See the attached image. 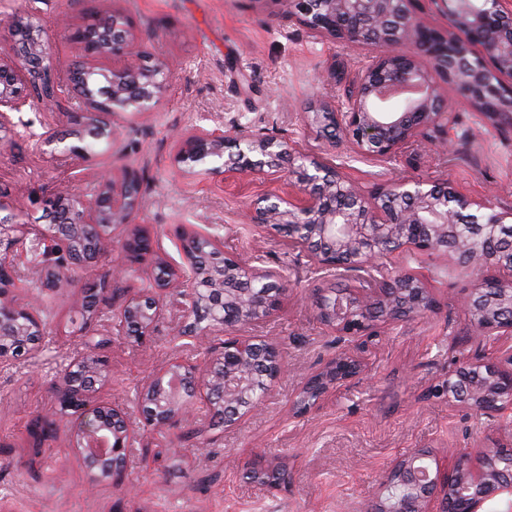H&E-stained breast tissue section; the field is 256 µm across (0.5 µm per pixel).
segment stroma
<instances>
[{"label": "stroma", "mask_w": 512, "mask_h": 512, "mask_svg": "<svg viewBox=\"0 0 512 512\" xmlns=\"http://www.w3.org/2000/svg\"><path fill=\"white\" fill-rule=\"evenodd\" d=\"M41 10L59 63L80 51L72 33L112 10L128 17L145 52L171 62L160 103L119 117L111 142L99 144L81 163L77 188L92 191L106 170L136 172L141 200L134 221L154 231L171 261L181 259L176 226L200 224L223 239L225 252L246 261L262 258L265 267L279 271L288 287L279 311L243 333L276 342L287 370L266 403L239 425L215 427L199 413L183 428L145 432L132 447L125 487L93 484L64 435L37 449L27 434L38 413L58 412L53 385L80 350L78 337L63 332L75 311L73 289L44 293L48 334L35 358L0 370V512H360L392 461L411 449L429 448L453 460L493 441L512 442V412L479 417L434 393L475 348L459 306L470 279L438 254L399 259L423 274L438 310L385 329L363 375L309 413L292 416L289 408L302 382L344 348L315 317L316 268L285 238L250 223V201L276 188L268 176L234 184L220 176L182 175L173 165L176 133L218 124L263 128L301 152L330 154L361 186L402 175L447 180L506 211L512 209V127L458 105L447 132H433L438 146L431 150L418 147L384 162L344 143L329 146L308 124L309 110L339 93L326 78L328 69L354 75L378 50L314 36L278 0H45ZM50 120L39 108L14 113L13 145L0 157V183L10 187L30 224L39 218L27 199L30 189L70 181L68 164L29 151L32 134L42 133ZM119 262L115 251L71 276L83 281L111 275L117 306L149 285L144 272L116 273ZM179 319V309L167 306L140 346L113 336L105 350L113 404L135 409L138 387L174 353L195 359V350L173 334ZM256 454L286 466L288 478L279 490H261L243 478L245 463Z\"/></svg>", "instance_id": "35a3bbf8"}]
</instances>
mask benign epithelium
Segmentation results:
<instances>
[{"instance_id": "benign-epithelium-1", "label": "benign epithelium", "mask_w": 512, "mask_h": 512, "mask_svg": "<svg viewBox=\"0 0 512 512\" xmlns=\"http://www.w3.org/2000/svg\"><path fill=\"white\" fill-rule=\"evenodd\" d=\"M418 0H288V13L311 34L344 47L371 45L384 49L343 88L338 104L325 102L310 124L327 133L331 143L346 141L358 153L392 160L416 140L432 146V128L452 123L445 87L456 98L512 124V12L501 0H443L448 27L427 23ZM119 37L85 43L89 59L84 75L61 80L54 69L53 48L40 8L32 5L16 17L0 42L17 43L27 35L29 56L0 51V148L13 133L11 114L37 104L58 111L68 133L49 126L34 138L37 153L73 163L89 158L88 143L112 139L114 120L127 112L155 107L168 84L169 64L147 56L130 31L127 17L112 14ZM70 85L75 104L60 108L58 91ZM174 162L184 175H222L240 179L263 173L288 180V193L262 194L253 204L251 223L288 238L314 265L325 270L360 271L368 277L350 288H315L312 305L323 325L345 337L352 351L342 352L301 386L293 413L316 407L334 388L359 377L367 352L379 336L378 326L423 317L438 301L424 277L410 268L392 266L396 254H452L476 270L461 308L480 340L501 342L498 356L477 353L448 371L439 388L448 402L493 418L512 409V209L497 211L451 183L395 177L367 190L341 173L328 158L297 151L288 141L238 127L214 128L181 137ZM30 203L48 221L37 230L22 222L8 193L0 191V368L28 356L32 348L13 350L1 343L13 336L46 335L38 299H18V259L27 244L37 246L39 288L53 291L72 282L74 254L82 231L98 237L95 255L112 247V226L128 224L119 241L121 267L146 272L152 293L128 296L106 329L142 344L151 336L167 299L175 297L183 321L179 336L205 347L203 361L174 360L153 374L139 393L143 426L162 431L188 420L198 407L216 411L213 390L220 384L224 426L237 424L257 410L284 372L278 346L239 335L240 327L264 320L281 305L285 288L279 273L255 269L224 252L218 237L194 225L178 227L182 262L160 252L149 227L133 223L140 203L139 177L106 174L90 196L70 187L34 193ZM492 269L495 274L488 275ZM257 279L255 288L191 330L202 306L225 294L241 276ZM105 279L79 289L85 322L99 317L108 293ZM82 353L62 369L56 400L70 420L63 427L49 416L33 420L30 435L62 432L76 449L91 480L123 483L127 456L137 430L126 412L94 399L96 386L112 381V369L98 345L81 341ZM246 472L268 490L279 486L282 468L265 459L246 464ZM512 490V445L492 444L460 460L442 463L428 448H414L387 470L380 489L362 512H481L487 499Z\"/></svg>"}]
</instances>
